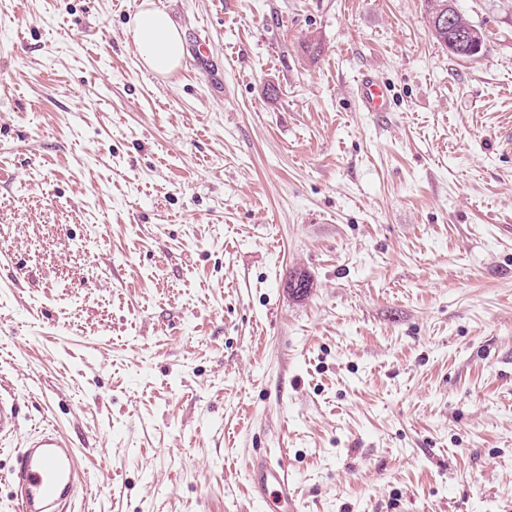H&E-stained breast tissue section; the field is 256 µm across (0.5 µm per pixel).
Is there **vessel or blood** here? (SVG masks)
<instances>
[{"mask_svg": "<svg viewBox=\"0 0 512 512\" xmlns=\"http://www.w3.org/2000/svg\"><path fill=\"white\" fill-rule=\"evenodd\" d=\"M354 94L365 112L389 109L388 89L379 79L362 73ZM82 477L70 442L58 433H45L28 441L10 473L18 512H62ZM252 499L266 512H300L282 461L256 455L251 463Z\"/></svg>", "mask_w": 512, "mask_h": 512, "instance_id": "1", "label": "vessel or blood"}]
</instances>
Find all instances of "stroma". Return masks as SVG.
<instances>
[{
  "label": "stroma",
  "mask_w": 512,
  "mask_h": 512,
  "mask_svg": "<svg viewBox=\"0 0 512 512\" xmlns=\"http://www.w3.org/2000/svg\"><path fill=\"white\" fill-rule=\"evenodd\" d=\"M140 2L0 0V512L46 427L64 512H262L264 452L301 512H512V7L463 59L424 0H155L160 78ZM142 67L164 77L180 65L183 57V33L171 15L157 8L152 0H143L130 27ZM354 94L364 112L389 111L388 89L370 73H362L354 86Z\"/></svg>",
  "instance_id": "35a3bbf8"
}]
</instances>
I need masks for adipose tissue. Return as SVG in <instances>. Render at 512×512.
<instances>
[{"label": "adipose tissue", "instance_id": "1", "mask_svg": "<svg viewBox=\"0 0 512 512\" xmlns=\"http://www.w3.org/2000/svg\"><path fill=\"white\" fill-rule=\"evenodd\" d=\"M129 34L142 67L164 77L180 65L183 57V33L171 15L157 8L153 0H142Z\"/></svg>", "mask_w": 512, "mask_h": 512}]
</instances>
